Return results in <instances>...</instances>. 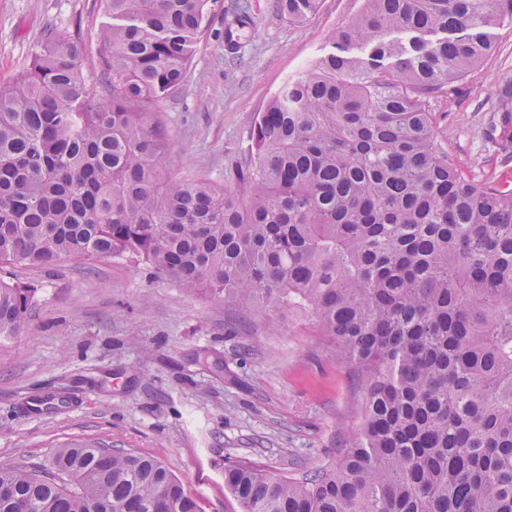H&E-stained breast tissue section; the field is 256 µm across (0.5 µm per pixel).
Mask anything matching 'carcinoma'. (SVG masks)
<instances>
[{
  "instance_id": "cac0c4a2",
  "label": "carcinoma",
  "mask_w": 512,
  "mask_h": 512,
  "mask_svg": "<svg viewBox=\"0 0 512 512\" xmlns=\"http://www.w3.org/2000/svg\"><path fill=\"white\" fill-rule=\"evenodd\" d=\"M105 5L101 92L81 41L54 31L0 86V267L128 256L226 305L314 313L353 369L363 424L313 479L226 463L240 512H512V184L469 181L430 111L512 9L364 0L217 184L167 175L149 123L183 84L209 0ZM319 7L282 0L292 23ZM37 292L0 277V336L23 329ZM2 487L0 512H202L160 461L99 441L0 464Z\"/></svg>"
}]
</instances>
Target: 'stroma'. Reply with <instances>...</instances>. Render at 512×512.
I'll return each mask as SVG.
<instances>
[{
    "label": "stroma",
    "instance_id": "stroma-1",
    "mask_svg": "<svg viewBox=\"0 0 512 512\" xmlns=\"http://www.w3.org/2000/svg\"><path fill=\"white\" fill-rule=\"evenodd\" d=\"M239 4L252 26L230 55L224 27ZM362 6L322 0L293 24L280 0H216L184 85L153 108L170 172L223 182L268 101L332 53V33ZM106 21L103 0H0V85L27 69L49 30L80 38L83 71L98 84ZM489 33L493 53L431 109L468 179L512 182V112L498 108L512 93V24ZM6 273L39 293L27 328L0 339V464H45L62 444L100 441L159 460L203 512H239L226 460L308 477L335 465L360 428L353 372L298 304L242 311L125 256Z\"/></svg>",
    "mask_w": 512,
    "mask_h": 512
}]
</instances>
